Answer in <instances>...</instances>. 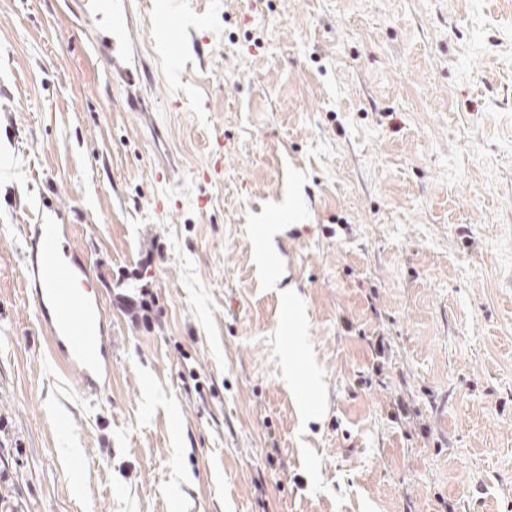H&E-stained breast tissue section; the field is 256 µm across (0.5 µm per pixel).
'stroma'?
Instances as JSON below:
<instances>
[{"instance_id":"obj_1","label":"stroma","mask_w":512,"mask_h":512,"mask_svg":"<svg viewBox=\"0 0 512 512\" xmlns=\"http://www.w3.org/2000/svg\"><path fill=\"white\" fill-rule=\"evenodd\" d=\"M170 12L142 114L65 0H0V512H512V0H144L135 47ZM46 222L110 274L96 396L24 292ZM185 37L183 23L176 13H170V19L166 24L156 25L152 29L153 41L162 46L171 57H174L171 52L172 46L182 42ZM122 308L130 317L132 323H142L144 326L151 327L153 323V302L154 296L148 288V281L143 284L137 297L129 298L118 296Z\"/></svg>"}]
</instances>
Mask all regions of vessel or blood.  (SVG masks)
<instances>
[{
    "mask_svg": "<svg viewBox=\"0 0 512 512\" xmlns=\"http://www.w3.org/2000/svg\"><path fill=\"white\" fill-rule=\"evenodd\" d=\"M77 11L96 34L97 54L118 66L127 49L129 0H76ZM186 37L178 14L155 26L152 39L164 49ZM21 275L36 305L38 326L57 362L77 372L82 392L107 390L112 370V318L89 282L85 252L62 224H31L20 251Z\"/></svg>",
    "mask_w": 512,
    "mask_h": 512,
    "instance_id": "b4317fda",
    "label": "vessel or blood"
}]
</instances>
